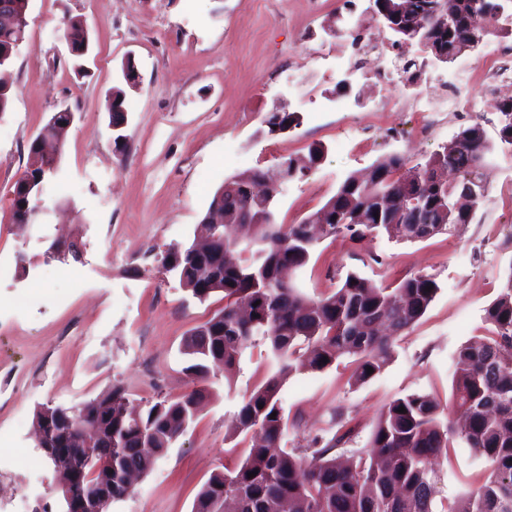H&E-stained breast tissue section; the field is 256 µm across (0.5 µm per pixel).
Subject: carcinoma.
Returning <instances> with one entry per match:
<instances>
[{
	"mask_svg": "<svg viewBox=\"0 0 512 512\" xmlns=\"http://www.w3.org/2000/svg\"><path fill=\"white\" fill-rule=\"evenodd\" d=\"M0 53L27 39L29 0H0ZM498 0H417L402 23L404 40L409 28L428 29L435 40L424 44L448 49L453 56L472 50L484 40V29L470 26L476 12L512 34V14L498 13ZM66 35L79 48L87 32L74 18ZM501 138H512V99L498 101ZM493 145L481 123L462 128L425 162L409 165L394 154L374 162L366 176L345 179L332 196L336 223L328 237L353 242L368 235H385L398 242H418L448 232L453 224H470L486 197L485 175ZM323 155L320 144L309 147L307 165L288 177L310 169ZM453 175L441 180L440 171ZM263 171L224 181V211L233 217L267 193ZM423 183L424 199L400 204L406 189ZM473 194L469 207L459 212L455 203ZM240 241L224 246L243 254L237 263L219 256L207 257L211 278H195L189 248L171 246L161 255L162 269L171 259L183 258L177 268L183 288L201 302L223 294L224 307L183 339V354L191 364L186 371L194 388L178 400L152 402L129 397L120 386L84 406L104 417L103 445H112V501L130 495L128 477L152 470L199 411L210 370L236 368L243 350L255 338L267 345L276 371L244 400L232 434L251 431L262 435L234 469L216 470L199 490L192 512H437L441 478L434 461L448 453L459 438L487 463L486 479L451 502L445 512H512V261L500 292L485 310L492 335L463 344L454 356L453 407L457 422L426 394H409L390 402L373 427L370 446L345 448L348 433L325 441L314 437L303 448H283L288 422L281 414L278 394L296 374L321 371L343 356L357 358L354 381L362 384L386 364L396 337L427 312L440 290L437 281L412 273L390 290L354 272L321 298L304 297L293 282L307 265L319 238L309 234L312 225L242 224ZM249 316L241 315L242 307ZM328 362H321V358ZM373 373H367V368ZM263 408H258V405ZM406 412H399V408ZM275 418H270V415ZM258 471L254 477L249 473Z\"/></svg>",
	"mask_w": 512,
	"mask_h": 512,
	"instance_id": "obj_1",
	"label": "carcinoma"
}]
</instances>
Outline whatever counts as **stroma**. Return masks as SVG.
<instances>
[{
  "label": "stroma",
  "instance_id": "35a3bbf8",
  "mask_svg": "<svg viewBox=\"0 0 512 512\" xmlns=\"http://www.w3.org/2000/svg\"><path fill=\"white\" fill-rule=\"evenodd\" d=\"M354 14L382 25L369 0H352L348 10L338 0H31L28 39L8 72L11 110L0 116V512L21 496L29 512L60 510L58 475L34 443L41 406H78L116 385L143 401L191 391L182 339L224 302L218 294L192 298L159 258L169 246L192 243L225 178L275 169L322 144L320 163L276 198L277 223L294 224L349 175L395 153L425 161L463 127L449 116L446 133L425 145L353 133L360 119L406 129L420 120L415 112L366 111L361 87L374 61L353 58ZM72 17L89 35L82 77L65 41ZM129 60L140 83L126 91V142L118 150L107 101ZM63 107L75 120L59 172L44 185L46 210L38 223L18 227L10 193L31 167V139ZM278 107L300 113L301 126L269 135L264 119ZM477 120L494 153L473 223L414 243L328 238L298 270L296 283L312 299L350 272L390 286L420 272L440 289L366 383L354 384L348 356L286 382L278 395L290 423L284 447L333 435L337 413L353 429L349 447H367L380 412L411 393L450 407L454 354L488 335L485 310L512 262V145L499 140L496 112L482 110ZM62 235L78 242L77 257L45 263ZM21 295L31 298L23 307ZM273 370L258 340L231 375L212 371L195 421L112 512H192L211 473L244 460L251 439L232 435L235 415ZM22 455L37 460L36 474L15 469ZM485 469L456 443L440 461L437 508L481 483Z\"/></svg>",
  "mask_w": 512,
  "mask_h": 512
}]
</instances>
